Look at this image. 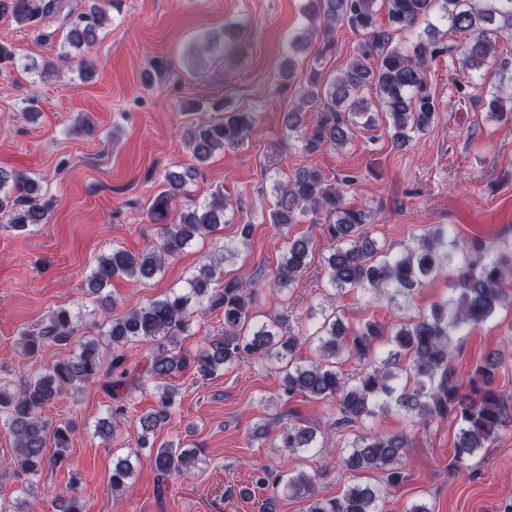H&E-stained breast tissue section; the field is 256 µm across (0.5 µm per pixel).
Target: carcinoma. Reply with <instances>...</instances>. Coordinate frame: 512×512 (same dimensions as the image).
Returning <instances> with one entry per match:
<instances>
[{
  "label": "carcinoma",
  "mask_w": 512,
  "mask_h": 512,
  "mask_svg": "<svg viewBox=\"0 0 512 512\" xmlns=\"http://www.w3.org/2000/svg\"><path fill=\"white\" fill-rule=\"evenodd\" d=\"M59 0H0V16L10 15L17 22L36 26L54 13ZM382 3L389 26L379 28L374 14ZM85 12L68 31V45H92L97 33L110 20L106 6L119 7V0L104 4L85 0ZM306 25L288 40V54L280 74L292 78L298 57L312 42H319L318 54L334 47L331 33L338 24L360 35V41L346 67L329 79L323 71L310 72L297 104L283 117L288 138L301 143L304 154L315 158L338 149L352 140L354 130L375 125L373 113L385 117V129L396 146L402 148L424 136L439 112L430 92L428 70L442 55L458 62L471 75L484 81L481 94L468 97L483 104L497 121L512 119V62L499 59L498 44L512 35V0H306L303 9ZM419 29L418 41L407 52L399 46L400 35ZM455 33L461 39L450 41ZM237 49L232 35L217 44L204 38L189 52V59L214 53L229 55ZM75 64L86 76L92 64L69 53L58 61L44 64L42 70L56 73L64 64ZM257 113L243 109H224L213 121L196 118L187 141L194 159L208 161L224 147L241 146L256 125ZM168 189L157 194L150 206L154 223L161 225L159 241L140 253L115 249L99 258L90 278L92 292L99 293L115 277L151 279L166 261L179 254L192 240L216 233L226 223L228 203L217 191L201 206L175 214L174 202L185 184L175 171L165 174ZM355 177H329L311 162L284 180L273 184L275 207L270 223L282 228L299 222L311 213L323 218V236L329 241L323 266L335 291L359 289L401 309L412 294L428 279L455 274L451 292L417 318L392 325L368 322L351 326L336 313L333 297L323 295L320 314L309 315L313 326L306 331L292 324L293 314H279L260 322L253 311L258 295L251 275L226 278L218 268L220 261L249 247L253 224L238 227L234 246L219 247V260L200 268L190 281L187 294L173 292L162 299L135 306L111 322L109 353L102 356L98 342L82 341L77 352L53 367L32 374L16 390L0 386V414L15 438V455L10 461L16 475L32 478L45 465H56L70 447L72 427L52 425L44 411L73 382L108 378L111 390L122 389L129 376L124 346L131 341L150 339L154 350L145 360L144 376L158 380L187 365L178 356L181 336L191 327L193 305L207 303L224 309V332L201 348L194 357L203 377L213 376L243 358L278 364L282 395L297 394L326 402L336 419L331 426L343 438L344 468L351 472L376 470L386 486L395 487L403 477L397 463L408 445L403 434L361 432L357 425L393 408L405 412L414 423L448 418L458 423L451 469L461 471L481 449L489 447L512 418L508 415L512 394L495 383L497 362L488 359L476 365L461 379L454 355L462 340L484 325L504 306L512 303V245H475L476 259L456 262L459 245L448 237V230L432 225L418 235L413 245L398 254L380 246L369 231L375 212L347 203L345 194ZM51 204L32 197V179L21 172L0 170V215L17 227L45 224ZM314 242L305 237L286 240L272 288L294 285L308 265ZM74 333L71 313L61 308L51 313L40 328L20 333L21 351L35 355L48 344H66ZM315 346L318 359L298 363L293 359L303 344ZM346 357L363 363L361 371H342ZM175 392L164 388L158 408L138 422L144 432L167 426L172 419ZM53 437L56 451L46 456L47 438ZM151 449L154 466L163 478L177 479L191 468L194 453L172 443ZM272 447L286 448L294 455L316 449V429L290 423L273 437ZM134 473L129 458H120L112 468V491L120 494ZM256 485L263 489L300 491L308 498L306 512H380V486L352 484L336 497L319 493L315 480L307 473L296 474L262 470Z\"/></svg>",
  "instance_id": "cac0c4a2"
}]
</instances>
